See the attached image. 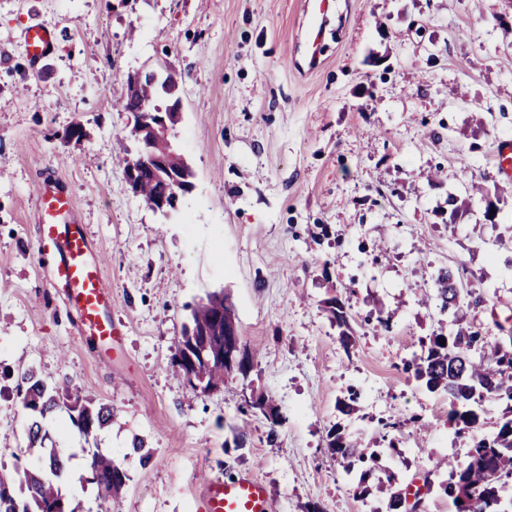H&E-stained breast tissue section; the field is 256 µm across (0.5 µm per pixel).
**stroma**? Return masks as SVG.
I'll return each mask as SVG.
<instances>
[{
	"label": "stroma",
	"mask_w": 512,
	"mask_h": 512,
	"mask_svg": "<svg viewBox=\"0 0 512 512\" xmlns=\"http://www.w3.org/2000/svg\"><path fill=\"white\" fill-rule=\"evenodd\" d=\"M304 0H0V470L24 447L20 376L90 393L112 423L87 440L47 414L69 457L61 482L96 512L86 447L126 473L112 512H206L202 476L250 473L274 512H374L330 455L333 429L450 512L441 456L462 461L446 394L403 362L450 316L417 298L452 269L484 302L488 344L512 318V181L491 160L512 137V0H333L320 65L303 71ZM41 23L53 54L31 64L22 31ZM170 67L182 121L174 142L194 172L177 212L146 208L115 156L136 153L119 105L128 74ZM80 125L81 138H63ZM52 175L107 262L122 342L108 361L39 251L34 186ZM458 216H451L449 196ZM496 217L487 220V207ZM235 307L246 373L195 391L171 359L192 307ZM353 328L344 347L325 302ZM360 396L346 414L340 401ZM285 423L272 427L250 394Z\"/></svg>",
	"instance_id": "35a3bbf8"
}]
</instances>
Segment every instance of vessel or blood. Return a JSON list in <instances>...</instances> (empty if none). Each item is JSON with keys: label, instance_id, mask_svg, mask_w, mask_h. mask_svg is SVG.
Segmentation results:
<instances>
[{"label": "vessel or blood", "instance_id": "1", "mask_svg": "<svg viewBox=\"0 0 512 512\" xmlns=\"http://www.w3.org/2000/svg\"><path fill=\"white\" fill-rule=\"evenodd\" d=\"M305 43L307 65L317 66L319 42L329 16V0H309ZM29 59L40 62L54 49L55 37L46 26L35 24L23 34ZM39 223V245L53 253L54 285L65 289L66 297L80 318V334L95 343L112 344L120 333L104 315L111 303L102 277L103 253L97 252L83 225L75 218L70 194L52 179H39L34 188ZM208 512H273L263 484L246 475L232 482L211 478L203 482Z\"/></svg>", "mask_w": 512, "mask_h": 512}]
</instances>
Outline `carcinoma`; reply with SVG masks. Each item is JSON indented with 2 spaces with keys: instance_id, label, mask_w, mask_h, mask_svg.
<instances>
[{
  "instance_id": "carcinoma-1",
  "label": "carcinoma",
  "mask_w": 512,
  "mask_h": 512,
  "mask_svg": "<svg viewBox=\"0 0 512 512\" xmlns=\"http://www.w3.org/2000/svg\"><path fill=\"white\" fill-rule=\"evenodd\" d=\"M179 97V90L170 80L167 70L160 68L145 72L135 96H124L121 106L130 114L133 124L132 137H138L137 125L143 111L157 112L169 101ZM150 152L169 163L172 168L181 167L179 154L173 141L156 139ZM134 193L152 211H158L161 201L171 193V185L148 167L136 169ZM434 293L424 294L421 303L435 301L439 312L459 315L475 308L482 298L467 290L456 294V278L449 269H440L434 279ZM330 318L342 328L340 339L344 346L352 342L349 316L345 304L337 297L327 301ZM217 315L215 302L207 300L192 309L189 324L183 327L181 339L188 338L189 331L214 325ZM481 328L460 327L449 334L435 331L420 338L421 355L404 362V371L413 372L416 379L424 382L431 393L445 392L452 399L448 420L456 427V433H471L472 445L462 462L450 463L447 459L435 462V470L449 471L448 479L441 485L444 495L451 500L454 512H506L502 499L503 489L512 483V336L509 343H499L485 349ZM233 373L225 364L215 361L205 368L206 384L217 385ZM19 388L22 408L30 416L26 428V450L48 458L47 467L35 468L16 457L12 471L0 472V512H51L56 503L65 504L66 512H79V506L67 501L58 482L65 470V454L60 448L46 447L49 440L40 418L59 406L66 409L70 421L85 439L112 423V407L86 394H69L56 386L48 385L32 370L21 377ZM486 396L501 406L502 415L496 430L490 435L479 433L481 427L478 406ZM328 449L334 456L346 460L345 469L352 472L361 468L355 492L359 497L371 494L367 479L382 472L378 456L349 441L343 435L330 434ZM90 480L103 489L99 493L98 512H112V492L125 482L124 471L98 450L89 454ZM377 489L387 491V512H394L396 502L403 504L402 512H420L422 499L419 491L407 488L390 489L395 478L377 477Z\"/></svg>"
}]
</instances>
